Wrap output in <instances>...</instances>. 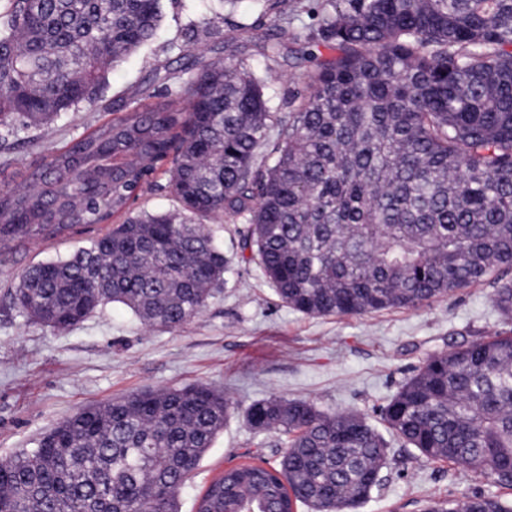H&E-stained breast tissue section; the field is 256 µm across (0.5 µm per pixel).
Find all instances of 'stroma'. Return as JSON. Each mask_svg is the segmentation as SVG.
<instances>
[{"label":"stroma","mask_w":512,"mask_h":512,"mask_svg":"<svg viewBox=\"0 0 512 512\" xmlns=\"http://www.w3.org/2000/svg\"><path fill=\"white\" fill-rule=\"evenodd\" d=\"M304 2L308 12L288 24L275 9L246 12L227 0H164L159 36L109 76L95 105L66 113L48 127L12 133L0 127V182L15 181L19 169L38 165L48 146L70 143L111 119L113 110L133 106L154 71L179 72L189 52L246 59L266 80L274 106H281L301 89L303 69L264 58L259 47L267 39L287 44L292 35L314 33L323 0ZM210 229L230 262L226 282L200 314L174 330L149 326L124 306L110 304L58 332L31 322L12 305L6 289L26 268L74 251L83 237L31 244L0 257V461L34 447L42 433L81 406L145 389L208 384L231 397L238 411L180 493V512H196L199 495L225 468L278 462L280 436L248 425L251 404L272 396L302 399L327 412L361 411L377 426L382 408L428 353L512 333V319L493 305L492 279L420 308L302 314L280 300L255 263L241 261L244 221ZM384 439L388 464L382 484L353 512H421L427 500L474 494L512 502L510 489L427 461L392 434Z\"/></svg>","instance_id":"1"}]
</instances>
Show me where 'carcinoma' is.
<instances>
[{"label":"carcinoma","instance_id":"1","mask_svg":"<svg viewBox=\"0 0 512 512\" xmlns=\"http://www.w3.org/2000/svg\"><path fill=\"white\" fill-rule=\"evenodd\" d=\"M0 125L92 105L106 76L155 40L163 0H3ZM328 53L273 111L232 57L191 55L176 95L141 103L0 183V255L89 234L10 288L29 320L69 330L108 304L176 329L224 284L207 223L248 224L242 250L282 302L313 316L418 308L512 268V0H328ZM166 188L174 212L134 213ZM494 306L512 316V282ZM236 403L207 385L85 406L0 462V512H180L179 495ZM431 461L512 488V336L434 352L382 412ZM278 463L224 469L196 512H352L380 483L385 441L359 411L253 403ZM422 512H512L481 495Z\"/></svg>","mask_w":512,"mask_h":512}]
</instances>
